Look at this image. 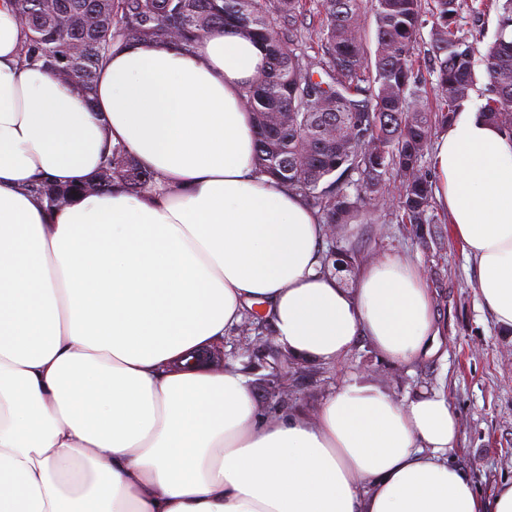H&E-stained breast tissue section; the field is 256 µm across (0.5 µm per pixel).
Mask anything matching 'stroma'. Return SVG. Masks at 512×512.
<instances>
[{
    "instance_id": "stroma-1",
    "label": "stroma",
    "mask_w": 512,
    "mask_h": 512,
    "mask_svg": "<svg viewBox=\"0 0 512 512\" xmlns=\"http://www.w3.org/2000/svg\"><path fill=\"white\" fill-rule=\"evenodd\" d=\"M321 248L349 250L360 266L397 257L418 267L433 296L438 345L397 365L363 336L339 361L312 364L288 355L267 323L245 336L232 331L224 337V360L249 376L257 409L311 419L350 378L398 401L444 390L458 429L448 461L468 475L481 499L493 500L500 485L512 481V333L485 307L475 266L450 224H393L383 209L326 229ZM278 368L283 376L275 385L270 376Z\"/></svg>"
}]
</instances>
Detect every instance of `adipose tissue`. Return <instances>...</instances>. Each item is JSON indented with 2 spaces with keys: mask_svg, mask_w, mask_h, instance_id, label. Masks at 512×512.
Here are the masks:
<instances>
[{
  "mask_svg": "<svg viewBox=\"0 0 512 512\" xmlns=\"http://www.w3.org/2000/svg\"><path fill=\"white\" fill-rule=\"evenodd\" d=\"M23 28L0 0V512H512L449 464L444 391L406 402L358 380L316 421L258 414L224 336L262 307L304 361L372 337L411 363L439 331L417 267L321 273L324 226L254 168L241 90L262 48L216 31L184 52L114 51L93 105L21 68ZM123 143L159 176L56 210L28 184L93 175ZM434 196L512 330V137L480 112L437 140Z\"/></svg>",
  "mask_w": 512,
  "mask_h": 512,
  "instance_id": "adipose-tissue-1",
  "label": "adipose tissue"
}]
</instances>
